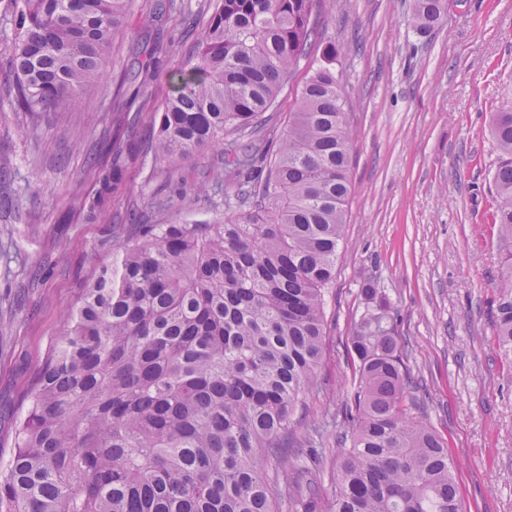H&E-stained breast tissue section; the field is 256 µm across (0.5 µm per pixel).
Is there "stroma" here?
Segmentation results:
<instances>
[{
  "instance_id": "1",
  "label": "stroma",
  "mask_w": 512,
  "mask_h": 512,
  "mask_svg": "<svg viewBox=\"0 0 512 512\" xmlns=\"http://www.w3.org/2000/svg\"><path fill=\"white\" fill-rule=\"evenodd\" d=\"M149 0H133L111 46L114 73L136 71L137 30ZM414 0H321L312 24L336 48V76L355 137L351 194L336 275L325 292L326 334L314 387L296 413L285 479L302 471L330 494L336 438L354 383L349 338L366 309L362 290L388 299L391 323L415 388V416L448 443L464 512H512V363L494 341L500 252L492 173L498 152L493 112L512 103V0H448L431 33L408 23ZM205 24L210 0H176L151 24L162 46L145 88L149 107L168 94L167 68L192 49L183 16ZM137 105L111 80L84 90L66 116L45 113L37 128L0 94V459L11 455L16 420L49 351L64 335L100 266L119 256L115 227L131 211L149 224L178 217L205 224L222 198L196 199L214 161L203 153L173 176L150 150L154 130L136 122V157L118 196L97 220L92 202L109 162L107 141ZM168 200L164 212L147 198Z\"/></svg>"
}]
</instances>
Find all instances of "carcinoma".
<instances>
[{
  "instance_id": "cac0c4a2",
  "label": "carcinoma",
  "mask_w": 512,
  "mask_h": 512,
  "mask_svg": "<svg viewBox=\"0 0 512 512\" xmlns=\"http://www.w3.org/2000/svg\"><path fill=\"white\" fill-rule=\"evenodd\" d=\"M12 103L35 122L76 107L108 72L128 0H11ZM320 0H219L205 28L184 18L196 61L166 73L151 151L174 167L211 148L224 160L211 191L234 215L210 224H142L118 264L85 288L48 353L0 468V512H279L299 486L265 476L284 464L303 395L323 353L324 294L351 192L354 139L336 49L309 69L275 141L253 127L324 34ZM447 0H415L427 32ZM492 182L502 245L494 330L512 362V104L492 113ZM90 217L135 156L112 140ZM350 339L356 378L330 496L303 512H462L445 439L413 416L410 377L390 306L362 289Z\"/></svg>"
}]
</instances>
